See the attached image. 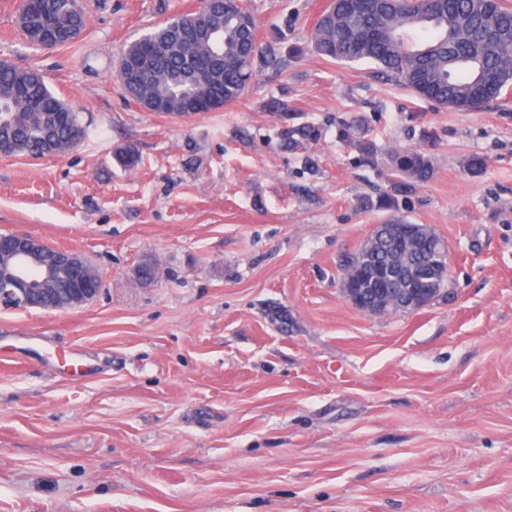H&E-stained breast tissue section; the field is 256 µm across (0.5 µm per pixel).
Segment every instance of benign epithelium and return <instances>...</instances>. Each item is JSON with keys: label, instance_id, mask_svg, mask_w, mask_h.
<instances>
[{"label": "benign epithelium", "instance_id": "7a95c632", "mask_svg": "<svg viewBox=\"0 0 512 512\" xmlns=\"http://www.w3.org/2000/svg\"><path fill=\"white\" fill-rule=\"evenodd\" d=\"M394 231L392 224H378L360 249L373 257L380 244ZM427 269L421 274L420 282L428 284L434 272L443 278L449 276L448 244L444 240H435L426 244ZM9 254L12 260L10 268L0 267V307L11 309L40 306L46 310H66L80 306L92 298L98 291L85 288L83 284L92 277L99 276L97 270H90L82 258L71 251L51 249L42 240L25 234H13L0 237V253ZM66 271L74 277L73 287H54V274ZM362 272L351 270L343 278L342 288L346 299L356 308L370 314H380L390 308L415 312L426 304L427 289L409 286L396 297L384 292L373 298H367L365 289L357 287Z\"/></svg>", "mask_w": 512, "mask_h": 512}]
</instances>
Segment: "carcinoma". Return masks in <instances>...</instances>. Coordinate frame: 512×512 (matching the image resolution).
I'll return each mask as SVG.
<instances>
[{
	"label": "carcinoma",
	"instance_id": "obj_1",
	"mask_svg": "<svg viewBox=\"0 0 512 512\" xmlns=\"http://www.w3.org/2000/svg\"><path fill=\"white\" fill-rule=\"evenodd\" d=\"M21 9L37 10V24L55 31L38 49L52 52L72 43L68 29L85 28L78 0H23ZM256 23L243 0L170 17L130 43L120 60L133 65L122 90L132 102L153 99L169 116L194 110L200 97L213 110L236 103L260 61L281 64L275 49L261 47ZM310 43L319 55L339 63L368 60L378 73L443 108L480 110L512 87V8L502 0H333L315 23ZM85 134L79 113L57 98L33 69L0 63V143L8 156L43 158L45 139L55 151L69 149ZM318 137L310 125L281 132L280 146L290 152ZM341 138L361 154H374L361 126ZM399 186L428 180L431 156L418 149L392 155ZM378 259L403 272L417 268V250H381Z\"/></svg>",
	"mask_w": 512,
	"mask_h": 512
}]
</instances>
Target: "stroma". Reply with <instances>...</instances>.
Listing matches in <instances>:
<instances>
[{
    "instance_id": "35a3bbf8",
    "label": "stroma",
    "mask_w": 512,
    "mask_h": 512,
    "mask_svg": "<svg viewBox=\"0 0 512 512\" xmlns=\"http://www.w3.org/2000/svg\"><path fill=\"white\" fill-rule=\"evenodd\" d=\"M199 4L83 0L86 28L46 53L0 0V62L86 127L66 153L0 157V233L103 279L79 307L0 308V512H512V95L441 108L312 52L329 0H246L283 64H257L229 108L140 109L122 51ZM359 119L370 162L339 139ZM302 124L313 173L279 146ZM405 148L434 171L398 192ZM391 213L447 242L450 278L421 310L372 315L341 260Z\"/></svg>"
}]
</instances>
